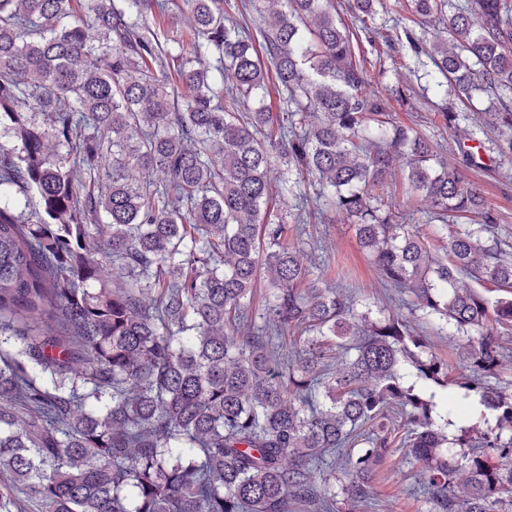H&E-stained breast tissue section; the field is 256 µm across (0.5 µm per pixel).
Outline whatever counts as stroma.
I'll list each match as a JSON object with an SVG mask.
<instances>
[{
  "instance_id": "35a3bbf8",
  "label": "stroma",
  "mask_w": 512,
  "mask_h": 512,
  "mask_svg": "<svg viewBox=\"0 0 512 512\" xmlns=\"http://www.w3.org/2000/svg\"><path fill=\"white\" fill-rule=\"evenodd\" d=\"M401 0H379L377 13L370 24L348 8L347 0H334L336 18L351 32L357 33V54L364 56L371 67L368 83L382 91L388 105L401 124L412 127L429 139L443 156L449 168L465 179L480 186L488 206L494 211L498 223L508 240L512 241V155L498 154V130L488 127V114L497 101L492 94L482 95L475 105L461 103L456 92L422 97V67L396 48L398 34L393 19L400 13ZM415 88L408 102H401L398 91ZM460 112L458 128L448 127L442 117L443 108ZM470 132L485 133L488 159L485 165L465 166L459 152V141ZM288 241L303 253L305 260L316 263L315 277L330 285H341L354 292L357 312L378 313L379 309L416 319L411 295H402L382 284L375 268L361 247L355 227L344 214L326 211L323 222L305 225L302 234H289ZM327 262H320V255ZM381 475L373 483L377 504H392L394 512H429L430 506L422 498L410 495L408 489L416 484V471L407 462L403 450H396L380 468Z\"/></svg>"
}]
</instances>
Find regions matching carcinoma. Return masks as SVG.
<instances>
[{
  "label": "carcinoma",
  "mask_w": 512,
  "mask_h": 512,
  "mask_svg": "<svg viewBox=\"0 0 512 512\" xmlns=\"http://www.w3.org/2000/svg\"><path fill=\"white\" fill-rule=\"evenodd\" d=\"M284 4L252 32L238 0H0V512L19 491L39 512H338V470L362 512L395 441L433 512H512L497 216L366 90L332 0ZM403 8L445 29L429 46L399 29L432 64L422 91L494 94L511 154L512 0ZM269 80L281 111L241 110ZM402 158L407 202L456 226L443 258L375 193ZM305 177L387 285L467 338L469 373L406 318L310 279L288 243L308 199L267 213L273 184L285 198Z\"/></svg>",
  "instance_id": "obj_1"
}]
</instances>
